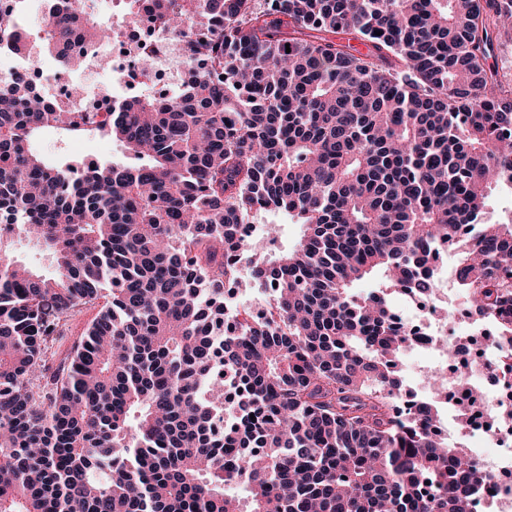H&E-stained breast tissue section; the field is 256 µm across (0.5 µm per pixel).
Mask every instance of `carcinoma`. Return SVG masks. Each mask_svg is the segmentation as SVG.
Segmentation results:
<instances>
[{
    "mask_svg": "<svg viewBox=\"0 0 512 512\" xmlns=\"http://www.w3.org/2000/svg\"><path fill=\"white\" fill-rule=\"evenodd\" d=\"M120 5L200 62L183 88L100 120L22 76L0 86V512H472L488 475L432 427L448 374L402 412L406 329L352 287L377 273L430 293L446 248L512 343V219L488 217L512 190V73L487 63L512 0ZM2 32L74 67L114 29L73 8L35 36L0 13ZM46 128L127 161L46 160L30 148ZM259 211L304 225L297 245L252 256L238 225ZM17 236L54 275L10 256ZM237 256L277 287L235 332ZM101 298L46 374L60 321ZM227 371L242 414L216 433Z\"/></svg>",
    "mask_w": 512,
    "mask_h": 512,
    "instance_id": "carcinoma-1",
    "label": "carcinoma"
}]
</instances>
